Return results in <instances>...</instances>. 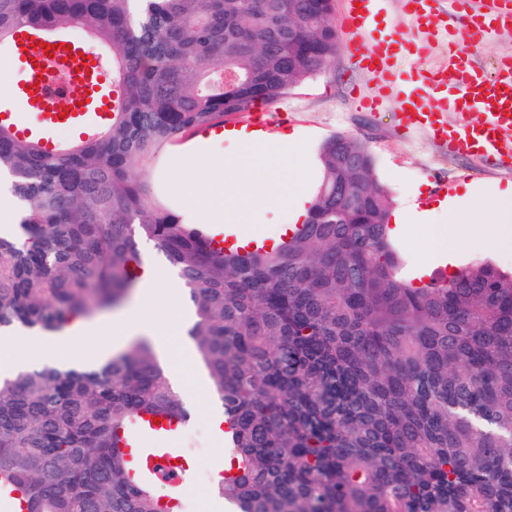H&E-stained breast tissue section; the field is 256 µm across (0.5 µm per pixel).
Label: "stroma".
Masks as SVG:
<instances>
[{
  "label": "stroma",
  "instance_id": "1",
  "mask_svg": "<svg viewBox=\"0 0 512 512\" xmlns=\"http://www.w3.org/2000/svg\"><path fill=\"white\" fill-rule=\"evenodd\" d=\"M452 40L462 46L469 45L471 35L465 18L448 17L446 30L434 38L425 55L408 58L405 71L443 61L445 48ZM355 86L365 95L374 90L371 76L358 70L350 53L341 48L322 74L292 89L277 103L266 106L265 116L275 131L300 130L307 151L313 157L330 135L343 133L362 140L375 158L380 183L395 203L414 196L421 207H428L439 198L438 186L442 183L450 185L456 195L463 194L468 184L488 190L497 184L512 183V169L495 162L484 166L469 158L448 154L447 150L433 144L424 132L405 133L393 95H385L376 111L364 108L351 94ZM224 148L221 141L205 143L200 133L169 147L149 171L158 197L171 202L188 221L205 223V213L187 211L182 198L172 190L171 178L180 156L203 150L210 157L220 159ZM486 259L510 271L512 247L501 245L487 251L477 246L456 253L449 261L433 267L430 275L438 278ZM201 373V368H194L184 379L183 399L190 409L191 421L182 437L175 441L181 456L190 465V489L182 497V512H216L215 504L219 500L212 470L215 460L224 454V445L214 439L206 426L207 415L217 401L210 386L198 385Z\"/></svg>",
  "mask_w": 512,
  "mask_h": 512
}]
</instances>
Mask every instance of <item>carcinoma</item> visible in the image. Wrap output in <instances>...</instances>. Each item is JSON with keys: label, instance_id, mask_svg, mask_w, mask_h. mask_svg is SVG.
I'll use <instances>...</instances> for the list:
<instances>
[{"label": "carcinoma", "instance_id": "1", "mask_svg": "<svg viewBox=\"0 0 512 512\" xmlns=\"http://www.w3.org/2000/svg\"><path fill=\"white\" fill-rule=\"evenodd\" d=\"M335 0H0L19 28L112 45V118L55 153L0 126L25 204L0 236V334L61 331L135 289L147 240L194 306L222 408L233 512H512V272L417 284L361 140L322 144L309 215L264 254L217 252L148 180L178 140L282 98L336 54ZM140 411L190 419L145 339L98 364L0 375V475L28 512H163L112 438Z\"/></svg>", "mask_w": 512, "mask_h": 512}]
</instances>
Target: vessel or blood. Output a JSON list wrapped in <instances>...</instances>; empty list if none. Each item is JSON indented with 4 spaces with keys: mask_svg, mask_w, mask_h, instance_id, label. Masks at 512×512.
<instances>
[{
    "mask_svg": "<svg viewBox=\"0 0 512 512\" xmlns=\"http://www.w3.org/2000/svg\"><path fill=\"white\" fill-rule=\"evenodd\" d=\"M448 2L453 11L464 13L472 28V44L448 46V60L440 68L418 72L403 79L398 65L408 53L427 50L431 26L441 2ZM511 0H486V7L474 10L470 0H405L404 13L414 29L406 37L393 23H381L386 0H343L341 30L348 47L354 48L357 63L372 70L381 89L395 92L404 128L423 130L433 141L447 146L449 153H465L478 159L491 158L512 164V56L498 59L493 74H485L475 66L474 47L495 33L503 20L502 6ZM40 33L23 29L11 42L13 56L22 64L24 77L10 97V105H0V122L16 136L36 141L42 148L56 152L60 146L54 137L57 125H66L79 139L93 137L110 116L112 98L103 94L105 72L102 57L91 48L75 52L71 43L55 39L54 52L37 48ZM79 69L75 79V99L82 109L59 115L43 96L42 76L48 62ZM461 114L478 113V120L457 125L443 120L445 111ZM215 248L244 247L248 252H265L274 246L273 240L262 235L252 236L246 244H238L235 236L216 235ZM183 426L178 415L140 413L130 427L119 429V447L136 448L153 436L176 434ZM177 451L165 449L149 461V472L159 481L182 489L189 483L184 470L172 467Z\"/></svg>",
    "mask_w": 512,
    "mask_h": 512,
    "instance_id": "b4317fda",
    "label": "vessel or blood"
}]
</instances>
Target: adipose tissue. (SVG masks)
I'll list each match as a JSON object with an SVG mask.
<instances>
[{
  "instance_id": "obj_1",
  "label": "adipose tissue",
  "mask_w": 512,
  "mask_h": 512,
  "mask_svg": "<svg viewBox=\"0 0 512 512\" xmlns=\"http://www.w3.org/2000/svg\"><path fill=\"white\" fill-rule=\"evenodd\" d=\"M223 139L234 145V152L220 160L202 156L185 158L181 178L175 184L176 192L190 206L209 213L215 232L234 231L249 220H262L264 194L261 187L284 172L288 179L276 202L287 210L289 222L280 225L277 233L285 235L289 224L302 223L308 215L305 190L309 169L302 159L303 142L299 132L285 131L265 137L242 127L225 130ZM433 211L446 216V223H429L428 216ZM395 221L425 225L429 252L433 255L451 243L464 247L478 243L494 246L504 239L512 241V225L505 222L498 224L490 236L476 235L471 211L457 207L455 199L448 197L436 202L431 211L399 212ZM136 273L140 295L135 308L110 318L76 319L64 332L49 339L37 334L18 339L0 337V370H17L42 361L57 366L70 364L76 346L90 335L106 336V343L95 349L96 356L104 358L122 350L132 338L144 335L151 337L160 349L171 379L183 382V368L191 362L183 343L188 327L186 311L176 309L159 323L144 319L141 311L153 304L166 273L147 261Z\"/></svg>"
}]
</instances>
